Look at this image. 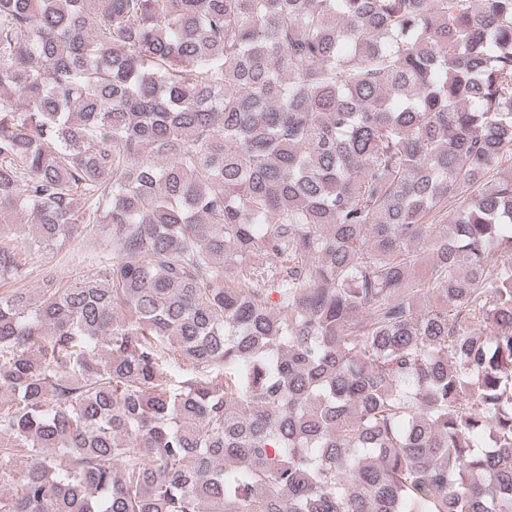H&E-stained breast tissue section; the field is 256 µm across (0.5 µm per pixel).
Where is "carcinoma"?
I'll use <instances>...</instances> for the list:
<instances>
[{"instance_id": "carcinoma-1", "label": "carcinoma", "mask_w": 512, "mask_h": 512, "mask_svg": "<svg viewBox=\"0 0 512 512\" xmlns=\"http://www.w3.org/2000/svg\"><path fill=\"white\" fill-rule=\"evenodd\" d=\"M503 162L512 0H0V512H512ZM93 224L87 229V232L84 231L79 236H76L69 244L66 251L63 250L61 253H56L54 251L51 262L47 267H51L53 273L60 276H70L78 272L80 267L81 260V251L79 249V243L82 237L92 229ZM69 252V254H68Z\"/></svg>"}]
</instances>
